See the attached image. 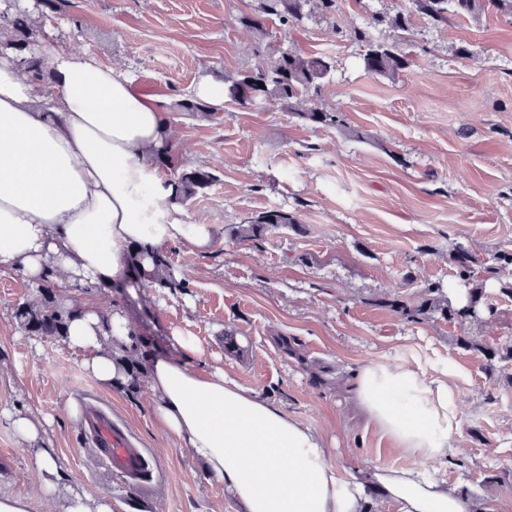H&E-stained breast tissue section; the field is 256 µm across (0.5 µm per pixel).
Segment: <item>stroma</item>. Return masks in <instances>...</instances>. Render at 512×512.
I'll list each match as a JSON object with an SVG mask.
<instances>
[{"label": "stroma", "mask_w": 512, "mask_h": 512, "mask_svg": "<svg viewBox=\"0 0 512 512\" xmlns=\"http://www.w3.org/2000/svg\"><path fill=\"white\" fill-rule=\"evenodd\" d=\"M256 0H69L43 10L66 48L119 65L144 95L166 102L174 139L161 174L208 168L217 182L182 205L190 224L212 228L196 249L168 244L190 287L173 297L129 288L123 305L149 354L169 347L172 332L191 337L199 367L218 365L319 432L343 477L368 463L399 466L391 439L367 423L346 390L365 361L405 363L436 373L454 369L460 426L438 471L493 512H512V361L487 379L480 345H512V299L495 298L499 316L466 325L401 320L384 300L414 301L427 284L455 285L450 256L464 247L492 258L512 250V17L484 10L433 22L412 17V63L396 80L367 73L357 43L341 30L372 16L409 14L410 0H337L335 21L303 27H241ZM284 47L336 61L321 103L340 112V128L300 122L270 103L215 112L179 107L194 85L269 60ZM285 207L299 214L297 233L239 241L231 226ZM37 284L0 271V495L32 494L31 512H63L58 498L34 495L35 448L56 456L70 484L107 498L112 512H234L224 487L205 479L201 461L161 431L146 391L126 394L98 383L86 352L28 335L13 317L36 299ZM245 351L225 353L224 329ZM295 342L287 358L275 339ZM327 382H312L309 364ZM111 410L146 454L150 475L134 482L89 451L81 403ZM48 421L36 443L22 440L9 413ZM498 475V483L484 479Z\"/></svg>", "instance_id": "35a3bbf8"}]
</instances>
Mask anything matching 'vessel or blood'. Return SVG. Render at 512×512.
I'll return each mask as SVG.
<instances>
[{
	"instance_id": "1",
	"label": "vessel or blood",
	"mask_w": 512,
	"mask_h": 512,
	"mask_svg": "<svg viewBox=\"0 0 512 512\" xmlns=\"http://www.w3.org/2000/svg\"><path fill=\"white\" fill-rule=\"evenodd\" d=\"M88 445L96 456L127 474L136 476L146 462L143 452L135 448L126 431L100 407H87L84 414Z\"/></svg>"
}]
</instances>
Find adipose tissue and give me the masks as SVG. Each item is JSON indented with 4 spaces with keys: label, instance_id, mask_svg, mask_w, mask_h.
<instances>
[{
    "label": "adipose tissue",
    "instance_id": "obj_1",
    "mask_svg": "<svg viewBox=\"0 0 512 512\" xmlns=\"http://www.w3.org/2000/svg\"><path fill=\"white\" fill-rule=\"evenodd\" d=\"M0 54V269L38 280L54 266L63 287L125 288L132 245L211 240L207 224H188L173 204V182L158 170L168 143L167 109L135 92L125 72L86 52L40 36L30 57ZM111 335L86 306L69 326V343L87 352L85 368L102 385L122 379L118 356L135 347L121 303ZM171 353L148 357L145 385L161 429L202 460L240 512H364L370 492L398 512H485L457 486L435 479L458 427L452 372L436 376L405 364L368 361L353 376L358 409L407 459L371 465L344 479L328 461L323 437L223 368L196 367L190 337L175 333ZM43 491L66 494V512H112L105 499L70 491L54 456L36 449Z\"/></svg>",
    "mask_w": 512,
    "mask_h": 512
}]
</instances>
